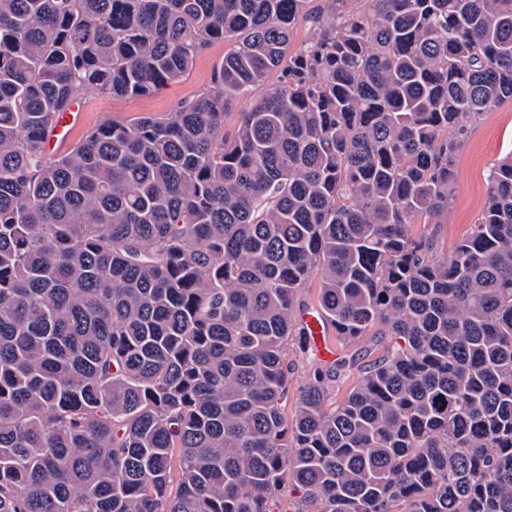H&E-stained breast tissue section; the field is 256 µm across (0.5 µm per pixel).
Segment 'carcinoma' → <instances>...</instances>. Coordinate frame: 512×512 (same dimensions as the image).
I'll return each mask as SVG.
<instances>
[{
    "label": "carcinoma",
    "instance_id": "carcinoma-1",
    "mask_svg": "<svg viewBox=\"0 0 512 512\" xmlns=\"http://www.w3.org/2000/svg\"><path fill=\"white\" fill-rule=\"evenodd\" d=\"M310 2L0 0V512H512V153L437 256L512 0ZM217 42L172 117L46 152L79 91L152 95ZM312 280L383 349L339 402Z\"/></svg>",
    "mask_w": 512,
    "mask_h": 512
}]
</instances>
